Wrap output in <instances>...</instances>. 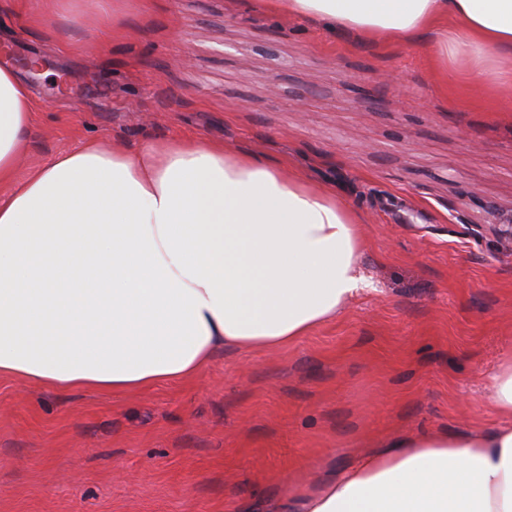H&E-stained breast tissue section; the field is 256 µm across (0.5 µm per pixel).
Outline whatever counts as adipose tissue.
Listing matches in <instances>:
<instances>
[{"instance_id":"1","label":"adipose tissue","mask_w":512,"mask_h":512,"mask_svg":"<svg viewBox=\"0 0 512 512\" xmlns=\"http://www.w3.org/2000/svg\"><path fill=\"white\" fill-rule=\"evenodd\" d=\"M270 14L429 38L433 63L512 56V0H265ZM35 102L0 63V376L122 393L202 373L221 349L273 351L361 292L354 212L249 154L177 138L98 142L13 177ZM496 428L421 433L298 490L278 512H512V362L492 380Z\"/></svg>"}]
</instances>
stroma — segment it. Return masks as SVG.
I'll list each match as a JSON object with an SVG mask.
<instances>
[{"mask_svg":"<svg viewBox=\"0 0 512 512\" xmlns=\"http://www.w3.org/2000/svg\"><path fill=\"white\" fill-rule=\"evenodd\" d=\"M13 0L0 61L38 112L14 175L89 140L182 136L297 173L363 218L368 289L272 353L218 351L195 378L128 393L0 377V512H255L419 432L495 426L512 359V255L468 227L512 214V97L258 0ZM50 60L40 75L28 58Z\"/></svg>","mask_w":512,"mask_h":512,"instance_id":"1","label":"stroma"}]
</instances>
